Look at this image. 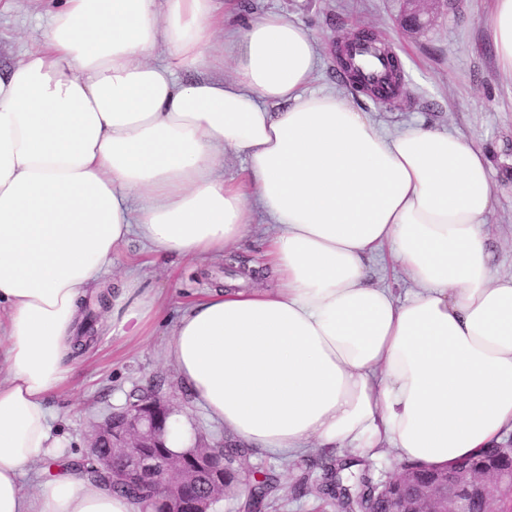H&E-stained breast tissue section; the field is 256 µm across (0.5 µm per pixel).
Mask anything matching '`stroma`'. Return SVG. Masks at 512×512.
Masks as SVG:
<instances>
[{"label": "stroma", "instance_id": "1", "mask_svg": "<svg viewBox=\"0 0 512 512\" xmlns=\"http://www.w3.org/2000/svg\"><path fill=\"white\" fill-rule=\"evenodd\" d=\"M59 0H0V67L20 62L43 45L50 15ZM241 15L277 12L305 25L319 46L311 88L350 98L379 127L394 131L419 123L445 129L484 150L491 166L495 203L488 219L494 270L512 275V78L504 75L494 54L487 22L493 0H423L430 18L416 34L397 27L402 0H236ZM370 30L387 42L402 64L403 95L382 103L357 92L339 77L337 33ZM124 264L140 267L143 287L154 289L159 314L145 336H116L96 323L91 348L73 362L68 385L52 393L47 405L64 435V455L84 453L94 422L125 403L136 390H152L187 417L194 438L212 446L232 444L223 426L210 421L181 387L164 344L192 298L230 278L223 260L199 265L163 256L131 242ZM315 447L282 466L279 455L248 453L237 460L243 472L263 471L278 480V512H340L328 501L298 493L304 480H316Z\"/></svg>", "mask_w": 512, "mask_h": 512}]
</instances>
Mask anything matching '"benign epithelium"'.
Listing matches in <instances>:
<instances>
[{
	"label": "benign epithelium",
	"instance_id": "7a95c632",
	"mask_svg": "<svg viewBox=\"0 0 512 512\" xmlns=\"http://www.w3.org/2000/svg\"><path fill=\"white\" fill-rule=\"evenodd\" d=\"M172 414L170 402L154 392L130 395L119 417L94 424L85 456L96 458L100 469L110 472L112 458L99 456V449L110 448L137 479L162 478L164 500L177 504L180 512H203L204 504L183 497L182 476L222 455L215 448H190L180 458L168 459L162 448ZM379 496L381 501L368 502L363 512H504L503 500L512 497V444L488 449V460L478 469H436L422 484L410 467L402 466L383 483Z\"/></svg>",
	"mask_w": 512,
	"mask_h": 512
}]
</instances>
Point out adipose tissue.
<instances>
[{
  "mask_svg": "<svg viewBox=\"0 0 512 512\" xmlns=\"http://www.w3.org/2000/svg\"><path fill=\"white\" fill-rule=\"evenodd\" d=\"M317 61L310 30L274 12L237 25L218 0H63L0 75V512H141L67 470L22 485L63 446L46 398L85 305L125 336L155 316L148 289L111 275L133 240L203 260L270 226L275 287L194 300L164 346L249 448L387 447L431 467L512 431V276L486 250L485 154L421 124L382 131L311 89ZM228 154L242 177L225 178ZM383 252L405 299L366 282Z\"/></svg>",
  "mask_w": 512,
  "mask_h": 512,
  "instance_id": "obj_1",
  "label": "adipose tissue"
}]
</instances>
